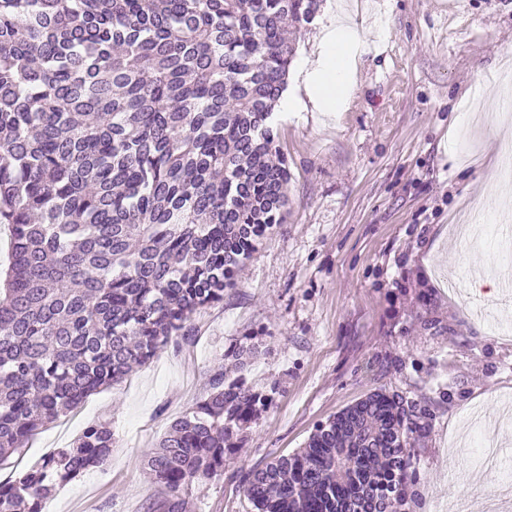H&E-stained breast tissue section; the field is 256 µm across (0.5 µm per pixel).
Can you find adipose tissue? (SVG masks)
I'll return each instance as SVG.
<instances>
[{
  "label": "adipose tissue",
  "mask_w": 512,
  "mask_h": 512,
  "mask_svg": "<svg viewBox=\"0 0 512 512\" xmlns=\"http://www.w3.org/2000/svg\"><path fill=\"white\" fill-rule=\"evenodd\" d=\"M365 44L354 28L336 23L322 31L323 54L312 81L315 107L324 112L340 111L351 87V65Z\"/></svg>",
  "instance_id": "ef3b65f1"
}]
</instances>
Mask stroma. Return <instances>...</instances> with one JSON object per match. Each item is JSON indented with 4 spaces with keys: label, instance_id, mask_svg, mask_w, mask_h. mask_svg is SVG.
Returning <instances> with one entry per match:
<instances>
[{
    "label": "stroma",
    "instance_id": "obj_1",
    "mask_svg": "<svg viewBox=\"0 0 512 512\" xmlns=\"http://www.w3.org/2000/svg\"><path fill=\"white\" fill-rule=\"evenodd\" d=\"M338 8L372 28L344 111H275L291 179L282 224L222 302L193 317L125 380L37 431L0 467L15 479L86 426L107 424L102 466L59 486L46 512H162L167 489L143 467L170 422L206 396L233 349L257 337L245 377L275 389L222 476L193 482L187 512H253L242 472L304 447L315 426L367 394L404 391L432 419L413 446V512L494 500L512 512V291L495 275L496 242L457 234L459 216L512 233L493 157L512 148V112L488 97L512 74V0H322L294 57L316 61L318 21Z\"/></svg>",
    "mask_w": 512,
    "mask_h": 512
}]
</instances>
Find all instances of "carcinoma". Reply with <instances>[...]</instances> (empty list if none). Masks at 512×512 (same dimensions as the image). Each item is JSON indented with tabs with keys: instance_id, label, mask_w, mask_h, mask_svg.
Segmentation results:
<instances>
[{
	"instance_id": "1",
	"label": "carcinoma",
	"mask_w": 512,
	"mask_h": 512,
	"mask_svg": "<svg viewBox=\"0 0 512 512\" xmlns=\"http://www.w3.org/2000/svg\"><path fill=\"white\" fill-rule=\"evenodd\" d=\"M320 0H0V467L34 431L122 382L224 290L288 205L272 116ZM258 353L233 352L244 368ZM224 369L144 459L172 493L224 473V443L272 401ZM429 409L375 391L305 446L242 475L254 512H407ZM91 424L13 481L0 512H45L106 460Z\"/></svg>"
}]
</instances>
